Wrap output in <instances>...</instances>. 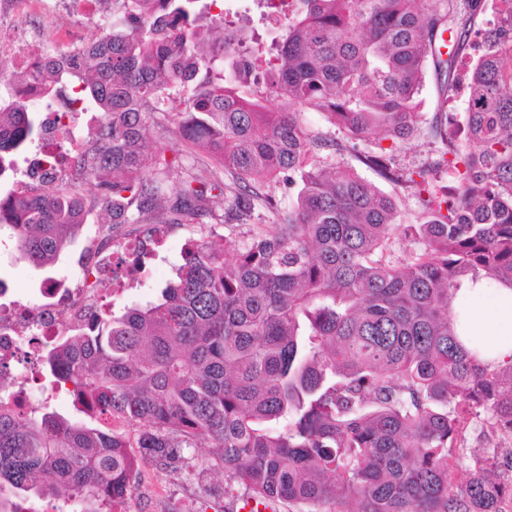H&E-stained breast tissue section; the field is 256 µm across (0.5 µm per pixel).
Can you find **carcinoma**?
<instances>
[{
  "label": "carcinoma",
  "mask_w": 512,
  "mask_h": 512,
  "mask_svg": "<svg viewBox=\"0 0 512 512\" xmlns=\"http://www.w3.org/2000/svg\"><path fill=\"white\" fill-rule=\"evenodd\" d=\"M216 2L112 0L98 46L47 52L41 100L0 112V167L41 135L61 91L101 114L70 165L97 199L53 180L0 195V231L38 270L97 207L116 233L250 227L240 241L190 240L157 301L105 313L50 351L53 371L77 368L89 420L0 409V512L45 493L101 512L131 491L139 462L176 468L191 448L209 449L225 486L293 512H503L512 450L465 455L462 424L483 412L491 433L512 436V358L480 359L450 305L468 288L512 289V18L485 34L497 53L470 74L468 151L448 145L441 116L429 128L456 192L403 226L395 201L336 162L339 144L302 114L391 140L359 162L407 180L395 152L417 130L427 66L455 89L458 58L440 43L470 44L482 0H265V21L283 17L267 46L247 15L213 14ZM259 69L262 89L240 95ZM171 131L186 157L207 160L183 170L160 152L145 165ZM417 175L415 187L428 171ZM265 180L296 186V203L259 192ZM398 230L419 244L408 262L383 257Z\"/></svg>",
  "instance_id": "carcinoma-1"
}]
</instances>
